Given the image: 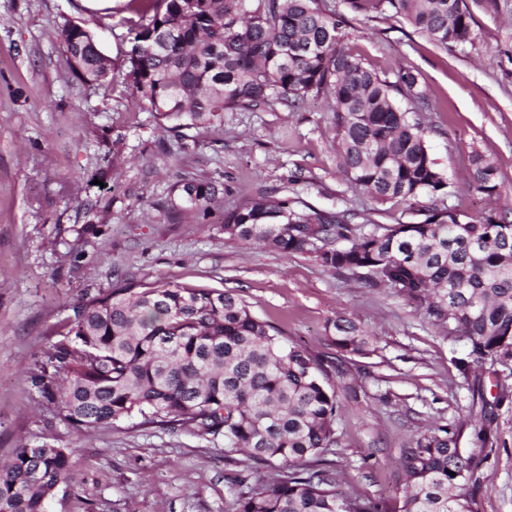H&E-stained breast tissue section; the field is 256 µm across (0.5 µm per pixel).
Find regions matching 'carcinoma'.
Segmentation results:
<instances>
[{
  "label": "carcinoma",
  "instance_id": "carcinoma-1",
  "mask_svg": "<svg viewBox=\"0 0 512 512\" xmlns=\"http://www.w3.org/2000/svg\"><path fill=\"white\" fill-rule=\"evenodd\" d=\"M357 13L386 9L448 49L473 42L466 0H346ZM136 15L125 59L133 92L161 128L179 132L223 122L224 112L273 98L301 102L326 94L335 104L345 173L373 202L449 194L413 117L428 103L410 70L390 81L343 45L341 21L324 0H130ZM72 73L106 85L112 59L99 37L69 22L61 32ZM410 101L401 108L394 94ZM475 188L498 187L494 163L471 157ZM224 185L182 179L165 199L173 211L207 212ZM224 235L285 255L311 254L321 266L384 288L420 307L431 323L464 337V378L486 360L512 358V222L494 210L473 218L444 207L408 223L371 224L350 210L295 207L262 195L224 210ZM342 358L375 352L376 337L350 320L329 325ZM50 419L75 429L138 418L144 426H189L257 464L282 461L288 474L241 491L230 512H382L336 488L322 462L336 437V389L327 366L286 343L253 316L234 290L159 283L101 289L74 309L32 378ZM462 427H440L402 454L406 487L399 512H473ZM73 449L23 445L0 464V512H46L74 480Z\"/></svg>",
  "mask_w": 512,
  "mask_h": 512
}]
</instances>
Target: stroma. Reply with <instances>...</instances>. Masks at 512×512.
Wrapping results in <instances>:
<instances>
[{
    "label": "stroma",
    "mask_w": 512,
    "mask_h": 512,
    "mask_svg": "<svg viewBox=\"0 0 512 512\" xmlns=\"http://www.w3.org/2000/svg\"><path fill=\"white\" fill-rule=\"evenodd\" d=\"M127 3L0 0V459L24 444L74 449L76 480L48 512H226L223 439L135 419L78 432L50 419L32 384L75 306L103 288L163 281L237 290L252 315L313 355L334 353L328 325L340 317L376 336L375 352L337 380L338 444L325 457L341 490L394 512L403 449L459 422L474 512H512V360L462 378L454 361L465 340L416 306L311 255L227 239L222 227L225 209L272 190L376 224L408 221L434 199L373 204L340 165L323 95L241 107L208 129L162 130L126 79ZM327 3L367 67L389 79L411 69L427 92V146L453 187L444 205L475 218L512 209V0L473 6L474 41L451 51L389 13ZM70 21L99 35L112 59L107 86L70 70L61 40ZM476 153L498 168L493 195L471 185ZM186 177L223 182L208 214L161 208ZM97 198L102 208L86 210Z\"/></svg>",
    "instance_id": "obj_1"
}]
</instances>
